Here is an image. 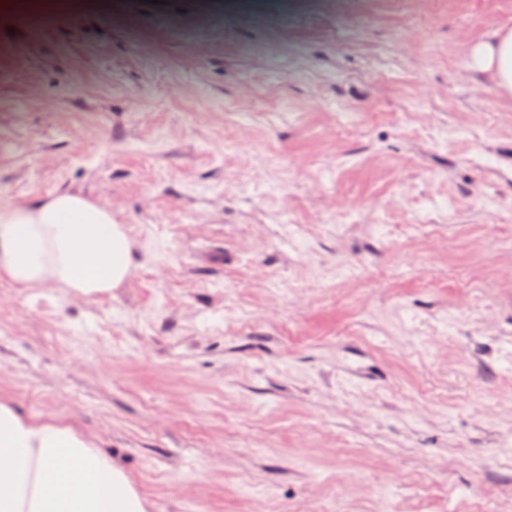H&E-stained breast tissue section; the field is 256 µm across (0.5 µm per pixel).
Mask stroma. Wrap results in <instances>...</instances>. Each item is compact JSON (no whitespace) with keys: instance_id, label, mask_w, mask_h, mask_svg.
<instances>
[{"instance_id":"1","label":"stroma","mask_w":512,"mask_h":512,"mask_svg":"<svg viewBox=\"0 0 512 512\" xmlns=\"http://www.w3.org/2000/svg\"><path fill=\"white\" fill-rule=\"evenodd\" d=\"M0 34V207L134 242L0 280V396L105 441L149 512H512V0H40ZM474 64L487 74L494 87L512 93V29L494 32L488 42L477 47ZM133 252L112 209L80 190L0 209V280L21 288L111 295L130 278Z\"/></svg>"}]
</instances>
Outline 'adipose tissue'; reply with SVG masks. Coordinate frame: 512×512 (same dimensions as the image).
<instances>
[{"instance_id":"obj_1","label":"adipose tissue","mask_w":512,"mask_h":512,"mask_svg":"<svg viewBox=\"0 0 512 512\" xmlns=\"http://www.w3.org/2000/svg\"><path fill=\"white\" fill-rule=\"evenodd\" d=\"M474 63L494 87L512 93V29L477 47ZM133 252L111 208L79 190L0 209V280L22 288L105 296L130 278ZM0 512L148 509L101 439L71 420L22 415L0 397Z\"/></svg>"}]
</instances>
